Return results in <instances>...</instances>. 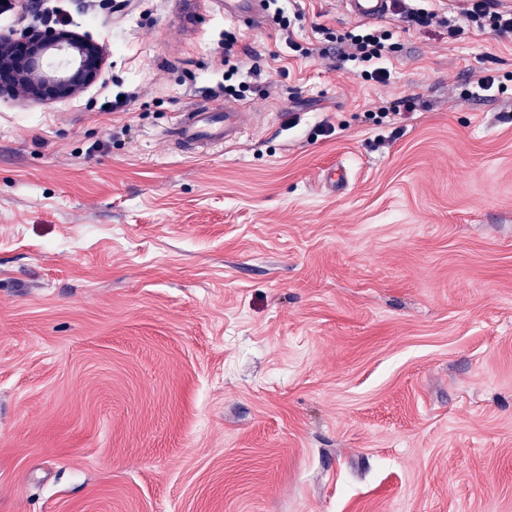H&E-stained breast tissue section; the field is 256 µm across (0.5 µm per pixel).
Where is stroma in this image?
Masks as SVG:
<instances>
[{"label":"stroma","mask_w":512,"mask_h":512,"mask_svg":"<svg viewBox=\"0 0 512 512\" xmlns=\"http://www.w3.org/2000/svg\"><path fill=\"white\" fill-rule=\"evenodd\" d=\"M461 4L378 19L383 84L336 0L0 9L108 52L73 99L0 97V512H512V99L470 94L512 33ZM228 61L257 123L173 148ZM392 34L388 30L370 27H356L336 36V43L345 47L349 57L368 63V69L363 70V78L367 81L383 83L387 73L385 68L376 66L385 52L392 51L394 43H389Z\"/></svg>","instance_id":"35a3bbf8"}]
</instances>
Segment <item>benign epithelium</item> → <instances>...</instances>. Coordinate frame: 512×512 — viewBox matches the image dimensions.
<instances>
[{
  "label": "benign epithelium",
  "instance_id": "obj_1",
  "mask_svg": "<svg viewBox=\"0 0 512 512\" xmlns=\"http://www.w3.org/2000/svg\"><path fill=\"white\" fill-rule=\"evenodd\" d=\"M103 45L90 36L55 28L0 34V97L64 101L101 74Z\"/></svg>",
  "mask_w": 512,
  "mask_h": 512
}]
</instances>
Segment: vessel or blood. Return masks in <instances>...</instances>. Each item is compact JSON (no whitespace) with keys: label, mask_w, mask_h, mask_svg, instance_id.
Masks as SVG:
<instances>
[{"label":"vessel or blood","mask_w":512,"mask_h":512,"mask_svg":"<svg viewBox=\"0 0 512 512\" xmlns=\"http://www.w3.org/2000/svg\"><path fill=\"white\" fill-rule=\"evenodd\" d=\"M345 13L360 21H372L384 16L388 0H340ZM250 124L248 113L228 107L221 112L196 105L177 115L167 129L168 142L178 149L202 152L238 140Z\"/></svg>","instance_id":"obj_1"}]
</instances>
